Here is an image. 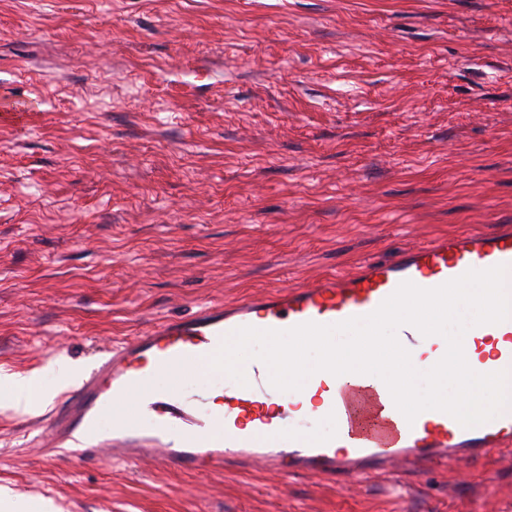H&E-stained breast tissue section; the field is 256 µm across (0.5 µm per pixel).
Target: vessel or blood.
Instances as JSON below:
<instances>
[{
  "label": "vessel or blood",
  "instance_id": "b4317fda",
  "mask_svg": "<svg viewBox=\"0 0 512 512\" xmlns=\"http://www.w3.org/2000/svg\"><path fill=\"white\" fill-rule=\"evenodd\" d=\"M498 265L512 270V226L444 235L404 249L393 260H372L357 272L215 304L149 328L143 336L103 352L69 391L49 425L55 447L77 455L109 448L155 459L168 470L224 471L261 467L285 475L340 478L399 466H444L512 450V408L493 420L462 427L438 410L414 421L385 399L384 390L356 384L336 389L325 371L305 383L322 417L338 421L330 436L283 433L291 407L269 381L263 361L245 365L246 384L224 390V407L187 396L188 374L208 365L235 330H287L307 322L336 324L374 312L400 283L430 289L468 270ZM472 355L483 373L512 370V320L474 326ZM171 373L166 390L154 386ZM112 429L99 427L103 411Z\"/></svg>",
  "mask_w": 512,
  "mask_h": 512
}]
</instances>
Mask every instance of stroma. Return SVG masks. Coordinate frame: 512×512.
<instances>
[{"mask_svg":"<svg viewBox=\"0 0 512 512\" xmlns=\"http://www.w3.org/2000/svg\"><path fill=\"white\" fill-rule=\"evenodd\" d=\"M512 225V0H0V373L85 369L199 306ZM41 512H512V457L363 479L48 458Z\"/></svg>","mask_w":512,"mask_h":512,"instance_id":"obj_1","label":"stroma"}]
</instances>
